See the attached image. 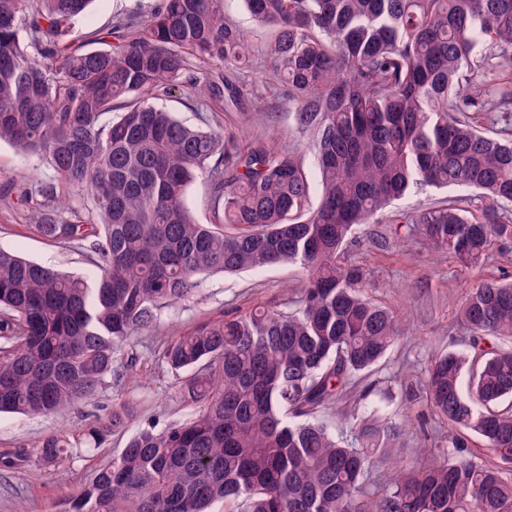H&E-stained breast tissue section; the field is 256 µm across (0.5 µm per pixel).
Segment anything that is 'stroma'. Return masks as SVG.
<instances>
[{
  "label": "stroma",
  "instance_id": "obj_1",
  "mask_svg": "<svg viewBox=\"0 0 512 512\" xmlns=\"http://www.w3.org/2000/svg\"><path fill=\"white\" fill-rule=\"evenodd\" d=\"M159 0H95L75 21L72 37L85 47H94L100 32L117 20L131 15L149 16ZM224 12L247 36L252 51L236 74L246 88L252 105L245 112H217L204 98L186 88L171 91L162 103L186 125L221 128L238 136L242 143L256 138L276 140L280 146L298 147L288 99L271 70L266 47L269 28L256 24L243 0H224ZM50 170L37 157L0 143V249L25 259L79 275L91 269L90 254L73 244L41 235L36 226L40 209L21 200V190L33 179L50 177ZM384 240L383 248L365 246L366 236ZM358 241L350 248L352 261L368 274V295L378 304L396 312L401 321L399 340L381 364L357 376L336 406L325 413L332 427H342L345 417L361 410L365 399L382 400L393 420L411 413L401 454L412 457L425 441H439L448 433L446 424L435 420L420 399L425 369L432 354L465 351L469 335L460 323V307L468 289L485 279H512V247L506 253L472 269H464L446 253L411 240L409 227L384 222L362 227ZM304 282L302 269L295 265L272 266L228 275L215 272L201 276L191 299L167 307L158 326L135 337L133 345L143 359L123 393L109 390L92 403L72 410L63 420L0 414V454L34 452L40 441L60 423L81 430L92 416L106 417L120 400H129L142 417L167 422L183 417L185 411L170 373L149 359L172 336L203 321H216L233 312H246L263 305L286 309L298 300ZM125 436H115L102 447L83 443L70 458L59 464L31 461L16 468L0 470V512H51L54 503L78 490L95 470L123 448Z\"/></svg>",
  "mask_w": 512,
  "mask_h": 512
}]
</instances>
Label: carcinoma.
<instances>
[{"label":"carcinoma","mask_w":512,"mask_h":512,"mask_svg":"<svg viewBox=\"0 0 512 512\" xmlns=\"http://www.w3.org/2000/svg\"><path fill=\"white\" fill-rule=\"evenodd\" d=\"M94 0H0V141L41 157L46 237L87 245L63 273L0 250V413L58 418L122 381L131 338L188 300L198 277L274 265L306 272L292 309L204 322L157 353L189 415L130 435L53 512H512V281L469 289L472 353L431 360L422 400L454 433L397 456L403 424L373 409L336 432L320 419L399 338L395 312L345 260L357 228L423 187L470 191L392 222L468 268L512 241V0H243L272 30L267 54L316 161L192 128L153 102L178 87L221 108L246 89L190 59L246 61L224 0H160L130 30L67 44ZM197 180L214 222L185 205ZM490 344L484 348L483 344ZM127 403L83 437L123 435ZM474 433L499 460L461 456ZM59 428L36 457L74 447ZM394 479L371 491L373 471Z\"/></svg>","instance_id":"1"}]
</instances>
